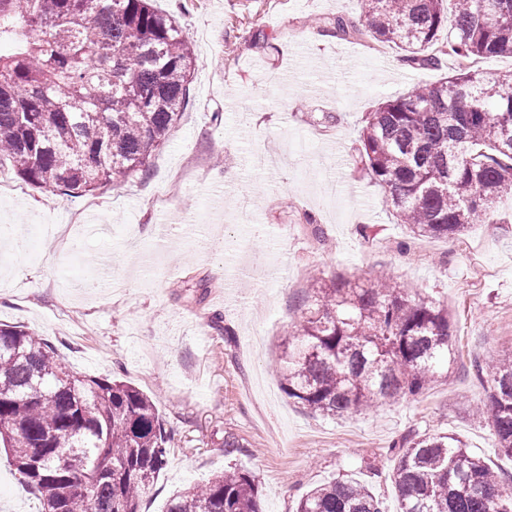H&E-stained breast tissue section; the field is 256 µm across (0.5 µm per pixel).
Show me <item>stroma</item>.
Masks as SVG:
<instances>
[{"instance_id":"35a3bbf8","label":"stroma","mask_w":512,"mask_h":512,"mask_svg":"<svg viewBox=\"0 0 512 512\" xmlns=\"http://www.w3.org/2000/svg\"><path fill=\"white\" fill-rule=\"evenodd\" d=\"M340 10L362 17L358 0H187L177 20L194 52L190 101L148 176L70 198L0 170L15 188L0 196V226L27 229L22 253L0 240V323L41 335L78 374L152 395L172 432L141 512H165L179 490L223 471L228 432L248 449L240 461L260 477L263 512H295L302 494L343 475L396 512L392 444L410 432L457 434L512 472L475 413L486 383L473 368L512 345V197L501 223L400 250L409 232L370 181L360 130L381 98L452 70H412L393 47L317 29ZM326 112L341 117L329 131ZM148 224L171 225L165 244L132 236ZM314 265L328 281L384 269L446 307L447 377L417 399L336 419L288 399L275 365ZM215 313L233 342L212 327ZM0 512H39L1 449Z\"/></svg>"}]
</instances>
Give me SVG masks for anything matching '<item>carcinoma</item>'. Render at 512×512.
Listing matches in <instances>:
<instances>
[{"mask_svg":"<svg viewBox=\"0 0 512 512\" xmlns=\"http://www.w3.org/2000/svg\"><path fill=\"white\" fill-rule=\"evenodd\" d=\"M363 24L317 21L339 40L389 43L412 69L444 56L512 54V0H360ZM448 31L446 47L436 43ZM38 37H30V33ZM0 162L64 196L149 173L186 105L193 53L152 0H0ZM382 204L417 239L497 224L512 194V79L458 67L380 103L360 135ZM291 327L276 367L288 398L328 418L413 399L454 362L448 309L385 272L331 282ZM495 447L512 460V349L475 364ZM170 434L154 398L107 376H76L55 346L0 323V447L41 512H139L167 461ZM395 455L397 512H512V492L457 436L411 433ZM166 512H262L252 470L224 471L175 494ZM296 512H383L363 483L336 479Z\"/></svg>","mask_w":512,"mask_h":512,"instance_id":"obj_1","label":"carcinoma"}]
</instances>
